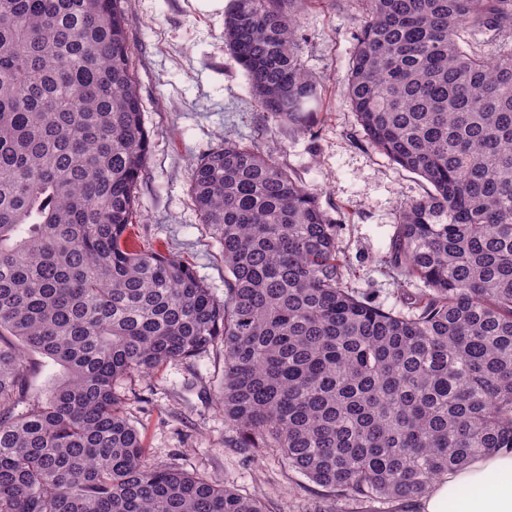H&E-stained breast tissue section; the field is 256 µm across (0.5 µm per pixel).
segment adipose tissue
Wrapping results in <instances>:
<instances>
[{
    "label": "adipose tissue",
    "instance_id": "1",
    "mask_svg": "<svg viewBox=\"0 0 512 512\" xmlns=\"http://www.w3.org/2000/svg\"><path fill=\"white\" fill-rule=\"evenodd\" d=\"M405 512H512V448H499L442 475Z\"/></svg>",
    "mask_w": 512,
    "mask_h": 512
}]
</instances>
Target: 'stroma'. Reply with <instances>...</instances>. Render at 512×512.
Listing matches in <instances>:
<instances>
[{
	"label": "stroma",
	"mask_w": 512,
	"mask_h": 512,
	"mask_svg": "<svg viewBox=\"0 0 512 512\" xmlns=\"http://www.w3.org/2000/svg\"><path fill=\"white\" fill-rule=\"evenodd\" d=\"M133 72L149 133V160L128 235L140 250L187 261L215 295L224 293V261L192 203V165L225 139L258 147L317 194L336 241L356 271L351 285L391 308L398 284L384 264L404 202L429 189L366 139L344 79L357 50L356 0H311L296 38L305 69L323 83V103L308 130L260 111L244 70L224 42V10L197 0H124ZM224 353L211 350L117 382L125 414L155 462L259 496L268 512H321L332 499L277 456L224 445L228 430L216 402Z\"/></svg>",
	"instance_id": "1"
}]
</instances>
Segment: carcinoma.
<instances>
[{"mask_svg":"<svg viewBox=\"0 0 512 512\" xmlns=\"http://www.w3.org/2000/svg\"><path fill=\"white\" fill-rule=\"evenodd\" d=\"M307 2L232 0L224 20L257 106L296 127L321 101ZM358 2L351 107L431 186L386 256L405 312L350 287L310 188L230 139L190 181L224 298L133 249L148 134L122 0H0V512H266L152 462L115 392L218 346L224 447L269 448L337 498H417L512 448V0ZM32 353L64 369L43 396Z\"/></svg>","mask_w":512,"mask_h":512,"instance_id":"carcinoma-1","label":"carcinoma"}]
</instances>
